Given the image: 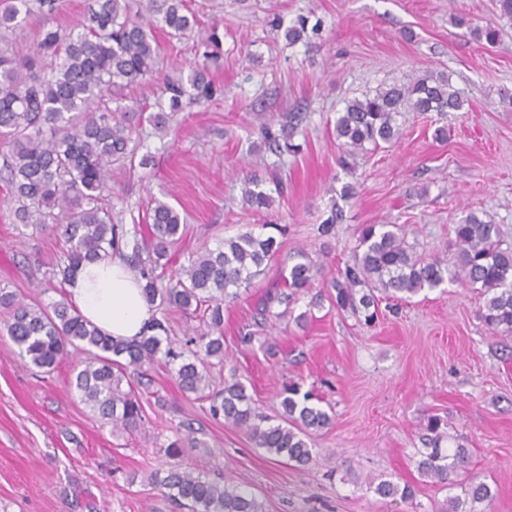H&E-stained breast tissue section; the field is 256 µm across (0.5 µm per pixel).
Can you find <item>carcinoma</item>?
<instances>
[{
	"label": "carcinoma",
	"instance_id": "1",
	"mask_svg": "<svg viewBox=\"0 0 512 512\" xmlns=\"http://www.w3.org/2000/svg\"><path fill=\"white\" fill-rule=\"evenodd\" d=\"M60 0H15L0 12V32L18 29L38 10L43 15L59 11ZM148 19L131 15L129 0H92L81 30L43 26L35 51L18 57L0 49V146L10 200L17 223L59 228L65 239L63 257L52 278L64 286L84 262L112 253L123 255L133 276L143 282L148 303L162 311L134 341H120L87 321L65 294L49 304L27 302L0 288V308L7 314L4 327L17 346L19 356L31 366L49 373L75 352L85 354L72 369L70 387L100 421L115 430L132 431L143 418L142 381L155 364L176 366L181 390L210 398L213 416L245 431L258 448L283 457L298 466L312 460L311 431L331 424L332 415L313 402L310 392L297 385L280 394L282 412L277 420L259 416L252 407L247 386L236 373L224 388H210V369L224 364V302L239 298V289L249 287L277 253L280 244L272 235L247 231L224 239L211 249L188 259V264L170 270L164 277L156 270L186 231L184 219L168 202L154 200L147 232L140 225L112 223V212L102 204L110 189L112 163L133 161L129 149L132 129L112 108L118 92L150 80L162 72L161 45L154 30L172 37L193 32L196 19L185 0H146ZM307 19L299 18L275 31H284L296 43L306 33ZM168 107L182 109L186 95L208 101L217 88L205 66L192 70L187 81L166 84ZM463 99L443 75L426 76L408 85H389L372 96L347 102L337 113L336 139L341 149L354 155L371 145L395 142L399 119L405 112H455ZM268 150L280 155L293 148L294 126L276 132L262 130ZM242 197L253 210L267 209L272 196L262 182L243 180ZM451 257H425L407 241L401 224H364L359 230L351 259L327 282L328 298L337 310L349 312L370 326L378 317L377 294L383 298L410 299L424 289L445 281L480 286L486 296L485 324L495 332L512 334V247L503 246L497 225L469 215L453 225ZM321 268L312 262H297L281 273L285 290L268 294L257 307L262 320L277 316L273 308L313 288ZM180 312L201 317L204 328L187 340L204 353L186 355L173 345L169 315ZM422 437L425 451L417 461L418 472L443 488H458L448 498L447 512H478L477 505L493 498L483 483L464 482L458 472L469 463V449L459 444L450 451L441 448V419H428ZM383 497L411 499L413 490L390 481H369ZM167 496L190 512H262L247 485H221L193 470L168 471L159 481Z\"/></svg>",
	"mask_w": 512,
	"mask_h": 512
}]
</instances>
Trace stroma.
I'll use <instances>...</instances> for the list:
<instances>
[{"label": "stroma", "mask_w": 512, "mask_h": 512, "mask_svg": "<svg viewBox=\"0 0 512 512\" xmlns=\"http://www.w3.org/2000/svg\"><path fill=\"white\" fill-rule=\"evenodd\" d=\"M91 0H62L52 16H30L9 45L31 52L41 26L77 27ZM198 19L189 36L159 34L165 76L187 77L207 63L218 88L185 102L166 129L147 114L168 102L163 78L122 93L136 157L113 164L107 204L116 224H147L154 199L171 203L188 226L171 266L239 233L278 224L281 247L237 302L224 307V367L236 370L260 415L278 418L279 394L296 382L331 409L313 432L304 467L275 461L242 430L213 417L208 400L182 392L174 369L155 367L138 431L102 424L70 393L73 358L52 373L31 367L0 327V512H180L155 477L174 463L216 482L243 481L263 512H442L448 490L416 469L421 429L432 416L449 441L465 445V479L489 485L485 512H512V336L489 330L480 289L448 282L405 300H384L374 325L336 311L329 301L296 297L282 316L258 324L256 309L280 287V272L307 256L324 273L350 257L364 224H405L419 253L443 254L467 215L498 225L512 245V21L496 0H187ZM321 21L311 42L289 43L266 20ZM496 22L495 44L456 26ZM217 57L204 59L210 30ZM448 75L461 110L407 112L399 139L341 166L337 112L352 99L425 75ZM296 119L295 151L265 149L261 127ZM445 128L446 137L436 134ZM264 183L268 210L242 200L245 176ZM356 195L343 199L345 185ZM0 179V287L50 303L48 282L64 242L59 232L17 227ZM341 210L328 235L318 227ZM251 344H241L245 332ZM198 442L175 459L165 449L184 426ZM411 485L414 497L383 498L368 479Z\"/></svg>", "instance_id": "1"}]
</instances>
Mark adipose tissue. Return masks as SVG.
Listing matches in <instances>:
<instances>
[{"label":"adipose tissue","mask_w":512,"mask_h":512,"mask_svg":"<svg viewBox=\"0 0 512 512\" xmlns=\"http://www.w3.org/2000/svg\"><path fill=\"white\" fill-rule=\"evenodd\" d=\"M81 314L113 338L139 336L154 316L125 260L108 256L84 264L66 286Z\"/></svg>","instance_id":"ef3b65f1"}]
</instances>
